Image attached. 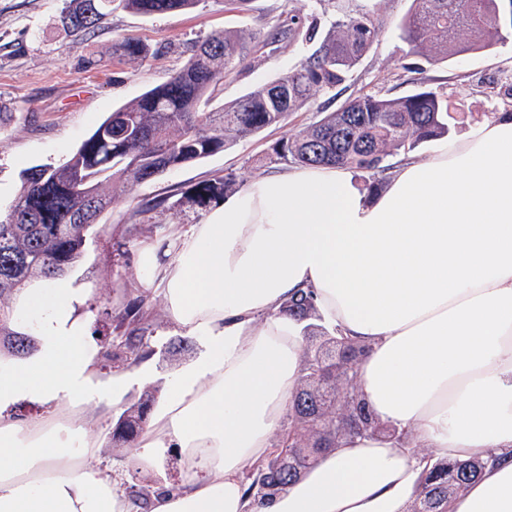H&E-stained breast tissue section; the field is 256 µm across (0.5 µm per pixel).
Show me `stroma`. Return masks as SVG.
Instances as JSON below:
<instances>
[{
    "instance_id": "stroma-1",
    "label": "stroma",
    "mask_w": 512,
    "mask_h": 512,
    "mask_svg": "<svg viewBox=\"0 0 512 512\" xmlns=\"http://www.w3.org/2000/svg\"><path fill=\"white\" fill-rule=\"evenodd\" d=\"M62 5V0H0V210L4 212L17 196L21 170L62 163L110 112L166 82L183 67L194 46L211 33L238 28L252 36L245 64L226 77L216 92L213 104L218 107L288 73L310 55L309 46L285 37L272 38L273 30L287 28L291 20L316 13L328 27L342 14L364 13L385 21L382 33L344 84L318 93L279 126L141 184L131 195L115 201L89 228L81 256L67 276L82 290L77 313L90 318V334L101 347V371L106 377L115 368L108 354L116 334V315L126 300L143 293L150 297L155 331L140 361L154 370L153 387H163L173 372L193 358L189 352L169 355L168 347L180 332L169 322L159 291L142 285L135 257L144 242L178 233L202 220L205 212L186 207L177 214L157 210L140 215L138 204L176 194L215 174H234L244 187L281 170V163L269 158L276 141L366 93L397 98L423 89L437 91L447 98L454 114L450 123L454 135L500 113H512V38L488 52L428 62L411 54L400 30L411 0H248L232 10L226 0H197L190 10L151 17L116 8L87 34L58 28ZM122 36L146 44L148 58H113L112 43ZM94 53L101 56L103 65L86 69L85 61ZM122 245L127 248L123 256L118 253ZM112 426L109 419L101 424L99 464L114 482L146 488L157 481L178 480L175 450H168L155 469H140L126 449L113 447Z\"/></svg>"
}]
</instances>
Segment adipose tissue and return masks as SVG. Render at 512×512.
Returning a JSON list of instances; mask_svg holds the SVG:
<instances>
[{
    "instance_id": "obj_1",
    "label": "adipose tissue",
    "mask_w": 512,
    "mask_h": 512,
    "mask_svg": "<svg viewBox=\"0 0 512 512\" xmlns=\"http://www.w3.org/2000/svg\"><path fill=\"white\" fill-rule=\"evenodd\" d=\"M137 268L170 321L199 340L166 383L133 455L176 449L181 478L133 501L101 471L99 424L151 369L101 379L78 290L35 280L14 301L29 355L0 359V512H404L433 460L484 461L450 512H512V116L407 162L374 193L338 166L251 182ZM312 291L323 323L364 347L373 416L414 441L346 435L263 499L245 471L304 368L303 325L282 314ZM29 401L45 414L20 421Z\"/></svg>"
}]
</instances>
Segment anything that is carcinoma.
I'll return each instance as SVG.
<instances>
[{
    "instance_id": "obj_1",
    "label": "carcinoma",
    "mask_w": 512,
    "mask_h": 512,
    "mask_svg": "<svg viewBox=\"0 0 512 512\" xmlns=\"http://www.w3.org/2000/svg\"><path fill=\"white\" fill-rule=\"evenodd\" d=\"M142 16L192 8L197 0H68L57 24L68 33H90L112 11V2ZM382 18L345 14L328 30L312 13L273 37L314 46L288 74L260 85L219 110L208 106L224 77L246 59L250 34L226 29L202 42L185 65L164 84L113 112L64 163L21 171L20 189L0 216V346L15 356L35 343L12 328L10 300L32 278L55 279L80 257L85 232L116 196L165 171L224 151L238 138L276 127L300 111L317 92L344 83L381 33ZM400 29L413 54L428 61L486 51L512 36V0H411ZM148 48L124 37L112 43V57L142 59ZM448 100L434 91L400 98L361 95L327 112L315 124L272 146L276 160L304 165H337L383 172L384 160L448 135ZM234 174L214 175L181 193L179 203L203 208L236 192ZM282 312L305 323V369L289 403L288 432L272 453L244 477L246 494L261 499L295 482L317 457L336 446V379L325 371L336 343L362 350L352 339L321 324L312 292L285 303ZM123 333L112 340L114 361L139 356L153 328L145 298L128 301L117 315ZM155 397L148 391L122 412L112 441L130 448L146 422ZM485 468L481 460L437 461L422 478L407 512H448Z\"/></svg>"
}]
</instances>
